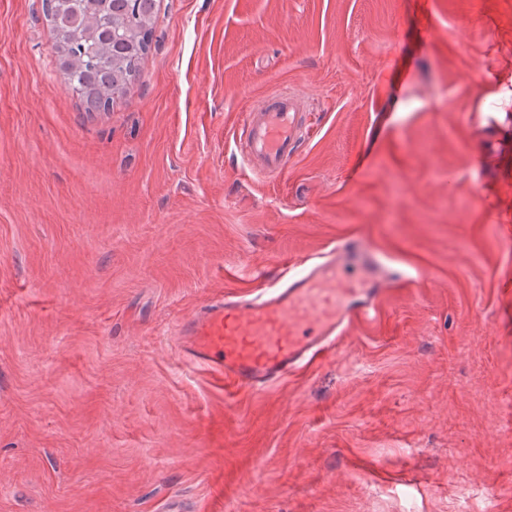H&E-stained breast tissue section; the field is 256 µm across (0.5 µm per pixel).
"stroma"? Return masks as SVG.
I'll return each instance as SVG.
<instances>
[{
	"label": "stroma",
	"mask_w": 512,
	"mask_h": 512,
	"mask_svg": "<svg viewBox=\"0 0 512 512\" xmlns=\"http://www.w3.org/2000/svg\"><path fill=\"white\" fill-rule=\"evenodd\" d=\"M109 110L0 0V512H512V0H156ZM303 113L258 183L233 137ZM361 236L395 284L335 354L224 392L175 326ZM302 115L297 99L286 90L267 94L243 114L234 143L252 175L264 179L283 175L298 149Z\"/></svg>",
	"instance_id": "1"
}]
</instances>
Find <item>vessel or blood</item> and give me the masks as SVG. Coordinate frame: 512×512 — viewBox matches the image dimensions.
Here are the masks:
<instances>
[{
    "label": "vessel or blood",
    "mask_w": 512,
    "mask_h": 512,
    "mask_svg": "<svg viewBox=\"0 0 512 512\" xmlns=\"http://www.w3.org/2000/svg\"><path fill=\"white\" fill-rule=\"evenodd\" d=\"M295 96L267 94L244 113L235 148L254 176L283 175L298 149ZM394 278L358 237L283 262L272 285L250 299L213 301L177 325L186 361L224 376L236 393L259 390L335 349L354 323L375 319Z\"/></svg>",
    "instance_id": "obj_1"
}]
</instances>
